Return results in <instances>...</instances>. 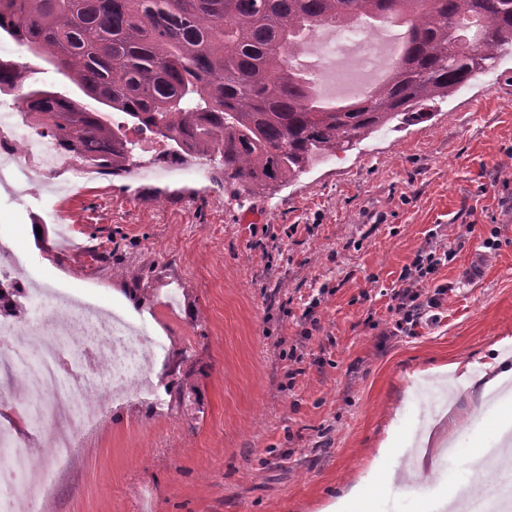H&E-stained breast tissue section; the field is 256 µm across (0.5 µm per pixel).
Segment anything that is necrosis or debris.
Segmentation results:
<instances>
[{"mask_svg": "<svg viewBox=\"0 0 512 512\" xmlns=\"http://www.w3.org/2000/svg\"><path fill=\"white\" fill-rule=\"evenodd\" d=\"M36 115L16 122L0 114V181L20 184L65 174L67 186L87 182L90 166L36 131ZM28 259L0 240V512H37L38 493L70 466L79 442L102 420L103 404L141 405L166 413L159 365L166 339L119 321L97 300L31 288ZM25 422L33 437L19 436Z\"/></svg>", "mask_w": 512, "mask_h": 512, "instance_id": "1", "label": "necrosis or debris"}]
</instances>
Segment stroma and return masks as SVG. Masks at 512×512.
Wrapping results in <instances>:
<instances>
[{
  "label": "stroma",
  "instance_id": "obj_1",
  "mask_svg": "<svg viewBox=\"0 0 512 512\" xmlns=\"http://www.w3.org/2000/svg\"><path fill=\"white\" fill-rule=\"evenodd\" d=\"M0 57L75 91L12 40ZM426 110L256 194L207 174L157 177V142H139V178L100 172L76 197L15 204L0 187V237L39 285L146 315L176 354L169 413L106 407L46 492L51 512H322L368 476L400 409L403 448L378 512L438 499L459 512L425 475L447 476L449 447L477 446L482 425L443 448L420 441L445 411L471 409L448 402L440 366L490 360L512 337V46ZM493 232L496 250L482 245ZM451 248L423 290L445 286L438 320L381 339L403 268Z\"/></svg>",
  "mask_w": 512,
  "mask_h": 512
}]
</instances>
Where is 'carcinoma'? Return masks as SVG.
<instances>
[{
    "mask_svg": "<svg viewBox=\"0 0 512 512\" xmlns=\"http://www.w3.org/2000/svg\"><path fill=\"white\" fill-rule=\"evenodd\" d=\"M481 18L474 43L458 21ZM371 32L398 23L404 56L380 85L326 105L285 66L327 19ZM0 36L66 75L89 109L0 59V94L18 96L67 150L102 171L136 165L123 125L167 154L185 144L218 159L224 184L252 193L286 182L393 121L425 116L512 45V0H0ZM117 113L125 124L114 123Z\"/></svg>",
    "mask_w": 512,
    "mask_h": 512,
    "instance_id": "cac0c4a2",
    "label": "carcinoma"
}]
</instances>
